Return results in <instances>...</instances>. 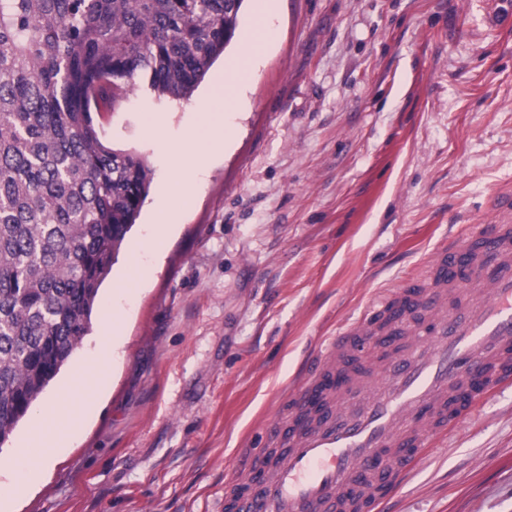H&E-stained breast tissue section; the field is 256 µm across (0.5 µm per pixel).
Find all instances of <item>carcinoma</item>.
<instances>
[{
	"instance_id": "obj_1",
	"label": "carcinoma",
	"mask_w": 512,
	"mask_h": 512,
	"mask_svg": "<svg viewBox=\"0 0 512 512\" xmlns=\"http://www.w3.org/2000/svg\"><path fill=\"white\" fill-rule=\"evenodd\" d=\"M245 0H0V444L89 334L151 169L93 113L189 98Z\"/></svg>"
}]
</instances>
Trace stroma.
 Segmentation results:
<instances>
[{
	"label": "stroma",
	"mask_w": 512,
	"mask_h": 512,
	"mask_svg": "<svg viewBox=\"0 0 512 512\" xmlns=\"http://www.w3.org/2000/svg\"><path fill=\"white\" fill-rule=\"evenodd\" d=\"M275 27L233 137L145 285L122 292L170 167L144 116L178 140L211 82L98 116L110 146L146 158L151 189L44 396L92 361L110 304L112 378L11 512H224L241 449L267 447L319 350L512 188V0H283ZM384 512H512V388L433 445Z\"/></svg>",
	"instance_id": "1"
}]
</instances>
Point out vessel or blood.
Here are the masks:
<instances>
[{
	"label": "vessel or blood",
	"instance_id": "vessel-or-blood-1",
	"mask_svg": "<svg viewBox=\"0 0 512 512\" xmlns=\"http://www.w3.org/2000/svg\"><path fill=\"white\" fill-rule=\"evenodd\" d=\"M471 233L479 249L443 245L418 285L384 293L327 343L307 381L289 390L287 421L270 428L284 452L227 479L231 512H332L341 501L379 512L428 439L470 420L493 387L512 386V226L476 224ZM452 288L470 300L451 311ZM396 310L428 314L424 337L383 359L378 388L356 376L359 409L337 413V375L357 368L358 340H379L375 320Z\"/></svg>",
	"mask_w": 512,
	"mask_h": 512
}]
</instances>
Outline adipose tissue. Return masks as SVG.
<instances>
[{
  "label": "adipose tissue",
  "instance_id": "adipose-tissue-1",
  "mask_svg": "<svg viewBox=\"0 0 512 512\" xmlns=\"http://www.w3.org/2000/svg\"><path fill=\"white\" fill-rule=\"evenodd\" d=\"M279 7V0H260L256 27L241 53L226 65L224 74L216 77L207 102L198 109L199 122L187 128L179 141L168 144L170 173L155 203L152 233L136 245V252L158 250L181 224L197 190L198 173L207 167L214 153L223 150L225 140L231 136L232 129L225 124L223 114L237 111L250 67L274 37L273 19ZM219 100L224 103L220 113L214 110ZM120 326L117 311L107 309L94 363L78 370L58 398L46 401L38 409L30 433L13 454L0 455V512L25 493L29 483L82 427L109 376L112 338Z\"/></svg>",
  "mask_w": 512,
  "mask_h": 512
}]
</instances>
